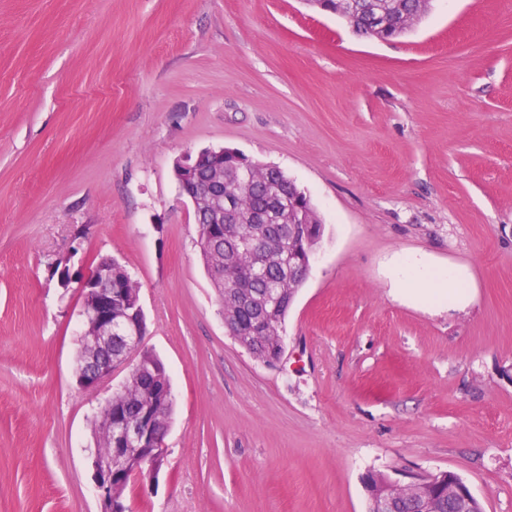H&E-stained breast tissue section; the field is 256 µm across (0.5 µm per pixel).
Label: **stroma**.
Here are the masks:
<instances>
[{"mask_svg": "<svg viewBox=\"0 0 512 512\" xmlns=\"http://www.w3.org/2000/svg\"><path fill=\"white\" fill-rule=\"evenodd\" d=\"M220 147L323 224L270 365L229 335L174 176ZM407 251L464 267L471 303L395 300ZM103 257L174 396L130 512H367L368 475L440 470L512 512V0H431L390 41L304 0H0V512H100L111 392L77 382L55 269Z\"/></svg>", "mask_w": 512, "mask_h": 512, "instance_id": "1", "label": "stroma"}]
</instances>
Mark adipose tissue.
Wrapping results in <instances>:
<instances>
[{"instance_id":"1","label":"adipose tissue","mask_w":512,"mask_h":512,"mask_svg":"<svg viewBox=\"0 0 512 512\" xmlns=\"http://www.w3.org/2000/svg\"><path fill=\"white\" fill-rule=\"evenodd\" d=\"M389 277L397 298L425 307L462 305L469 299L465 277L459 268L433 266L420 252L395 255Z\"/></svg>"}]
</instances>
